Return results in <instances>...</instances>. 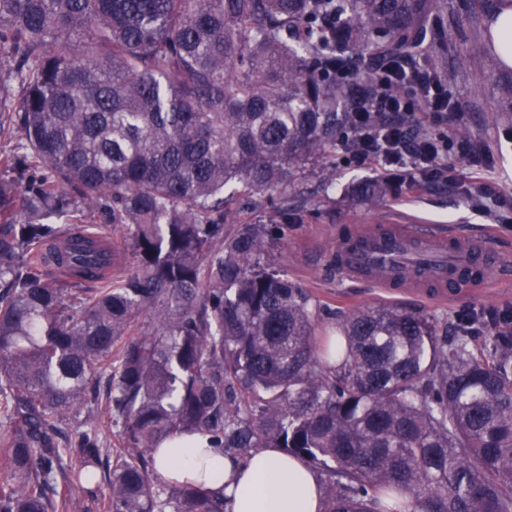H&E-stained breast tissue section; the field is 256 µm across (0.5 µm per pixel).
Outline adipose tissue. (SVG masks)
<instances>
[{
  "label": "adipose tissue",
  "instance_id": "ef3b65f1",
  "mask_svg": "<svg viewBox=\"0 0 512 512\" xmlns=\"http://www.w3.org/2000/svg\"><path fill=\"white\" fill-rule=\"evenodd\" d=\"M157 465L169 482L225 488L232 512H323L319 479L302 459L262 448L233 466L223 449L194 436L174 450H160Z\"/></svg>",
  "mask_w": 512,
  "mask_h": 512
}]
</instances>
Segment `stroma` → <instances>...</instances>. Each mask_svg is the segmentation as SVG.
<instances>
[{
	"label": "stroma",
	"mask_w": 512,
	"mask_h": 512,
	"mask_svg": "<svg viewBox=\"0 0 512 512\" xmlns=\"http://www.w3.org/2000/svg\"><path fill=\"white\" fill-rule=\"evenodd\" d=\"M445 7L448 14V61L453 64L466 39L476 35L482 41H489L490 17L479 11L461 10L460 0H446ZM472 69L485 75L486 80L478 87L468 79L453 85L451 101L459 112L449 118L448 125L455 134L472 137L491 149L496 182L512 183V120L496 117L494 84L496 75L512 76V67L502 65L490 50L474 62ZM448 167L447 182L433 184L420 192L408 184L397 183L382 206L375 208L360 201L353 189L357 182L376 177V170L337 161L333 203L319 208L308 207L304 223L297 225L286 240L271 245L269 255L289 273L302 279L323 304L335 311L385 304L444 317L453 325L462 310L512 305V280L495 283L477 295L463 289L442 301L388 293L367 284L342 282L326 264L329 255L336 251L339 237L346 232L360 230L362 225L381 218L389 211L401 216L413 214L426 221L453 226L463 236L495 229L497 237L492 243L493 253L512 254V196L497 201L485 198L480 205H473L470 185L462 176L464 161L449 159ZM490 211L500 216L499 225L489 226L486 214Z\"/></svg>",
	"instance_id": "stroma-1"
}]
</instances>
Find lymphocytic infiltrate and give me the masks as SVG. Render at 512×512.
<instances>
[{
  "label": "lymphocytic infiltrate",
  "mask_w": 512,
  "mask_h": 512,
  "mask_svg": "<svg viewBox=\"0 0 512 512\" xmlns=\"http://www.w3.org/2000/svg\"><path fill=\"white\" fill-rule=\"evenodd\" d=\"M394 79L412 78L414 92L428 100L427 111L413 112L392 99L381 100L375 112L364 113L361 126V147L350 159L359 166L389 167L405 173L424 171L429 182L446 180L448 155L456 153L469 163L468 178L476 187H483L494 172L492 153L480 142L467 137L448 135L444 126L455 110L438 82L421 77L412 67L398 68ZM431 129L432 142L417 135L418 128Z\"/></svg>",
  "instance_id": "obj_1"
}]
</instances>
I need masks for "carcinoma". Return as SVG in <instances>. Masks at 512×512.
Segmentation results:
<instances>
[{
    "instance_id": "cac0c4a2",
    "label": "carcinoma",
    "mask_w": 512,
    "mask_h": 512,
    "mask_svg": "<svg viewBox=\"0 0 512 512\" xmlns=\"http://www.w3.org/2000/svg\"><path fill=\"white\" fill-rule=\"evenodd\" d=\"M444 49L440 0H0V169L29 175L0 180V512L75 489L89 512H226L222 488L155 483L196 434L319 467L325 512H512V330L334 313L266 258L300 223L288 189L314 174L329 202L357 113L410 95L392 64L446 88L486 46L451 74Z\"/></svg>"
}]
</instances>
